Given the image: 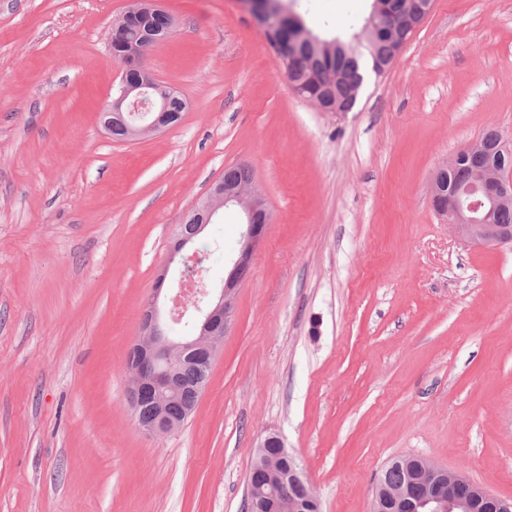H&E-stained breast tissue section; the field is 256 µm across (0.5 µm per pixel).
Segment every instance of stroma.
<instances>
[{"instance_id":"stroma-1","label":"stroma","mask_w":512,"mask_h":512,"mask_svg":"<svg viewBox=\"0 0 512 512\" xmlns=\"http://www.w3.org/2000/svg\"><path fill=\"white\" fill-rule=\"evenodd\" d=\"M131 0H0V512H246L279 434L321 512H372L421 455L512 499V246L464 243L436 169L512 144V0H434L349 112L296 96L240 0H163L146 63L187 107L113 140ZM351 40L369 0H290ZM232 165L271 214L195 412L148 436L127 401L140 311L183 216ZM242 213L192 245L219 286ZM134 2V5L120 15L118 19L110 25L108 30L107 42L109 45H112V57L119 62L121 55L126 50L128 42L132 40L136 33L134 29L126 27L132 18L152 19L156 16L153 25L158 29H163L165 27V17L162 15H165L167 20V25L164 28L165 35H168L169 31H172L173 28V20L158 6L159 0H136ZM116 25L126 28L116 30L112 36V31ZM407 457L409 456L396 457L388 463L382 472L385 480L381 479L379 490L388 491L387 482L390 485L413 487L417 493L424 491L422 487H418L419 476L416 467L407 461Z\"/></svg>"}]
</instances>
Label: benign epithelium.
<instances>
[{"label":"benign epithelium","instance_id":"1","mask_svg":"<svg viewBox=\"0 0 512 512\" xmlns=\"http://www.w3.org/2000/svg\"><path fill=\"white\" fill-rule=\"evenodd\" d=\"M158 2L135 0L134 5L115 20V24L125 27L133 18L151 19L165 14ZM161 40L159 32L139 28L138 39L130 44L122 61L121 80L115 95L101 110V124L109 132L112 131V113H129L131 121L123 123L122 138L125 140L134 141L143 131L155 133L169 127L166 112L172 95L146 65L148 52ZM455 165L456 160L453 159L440 167L433 177L431 201L434 210L448 219V225L458 237L472 245L496 247L511 244L512 225L496 224L492 220L498 206L512 201V181L506 177V171L490 167L472 181L450 187L448 170ZM221 199L224 206H239L243 211L240 249L221 287L199 289L196 277L202 271L201 256L195 251L186 254L184 250L218 214L217 201ZM195 212L203 218V223L179 225L169 259L144 304L141 334L132 345L135 359L129 365L127 399L139 429L149 436L178 427V421L168 412L169 404L180 393L179 372L171 365V360L188 347L202 350L208 361L213 358L231 324L241 274L249 268L253 252L270 223V213L259 195H248L243 187L228 185L222 180L212 187L208 200L196 207ZM174 263L179 266L180 289L168 298L169 307L163 309L159 298L169 268ZM260 448L280 449V455L291 461L289 476L292 481L307 492H313L303 478L297 459L288 452L280 436H266ZM417 461L425 475L436 481L438 488L413 499V512H473L476 503L496 499L495 495L476 484L472 485L473 497L461 499L457 496V488L468 481L465 475L447 471L427 458L419 457Z\"/></svg>","mask_w":512,"mask_h":512}]
</instances>
